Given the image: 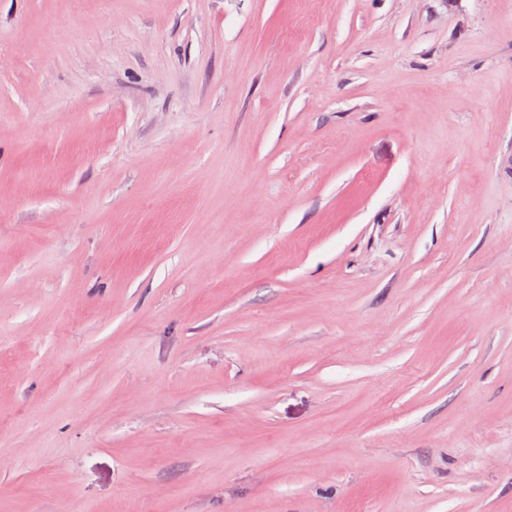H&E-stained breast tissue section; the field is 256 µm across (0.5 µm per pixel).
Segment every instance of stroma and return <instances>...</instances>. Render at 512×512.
<instances>
[{"mask_svg":"<svg viewBox=\"0 0 512 512\" xmlns=\"http://www.w3.org/2000/svg\"><path fill=\"white\" fill-rule=\"evenodd\" d=\"M0 512H512V0H0Z\"/></svg>","mask_w":512,"mask_h":512,"instance_id":"stroma-1","label":"stroma"}]
</instances>
